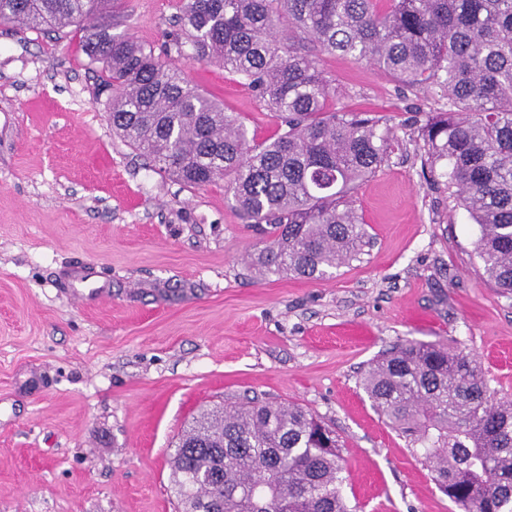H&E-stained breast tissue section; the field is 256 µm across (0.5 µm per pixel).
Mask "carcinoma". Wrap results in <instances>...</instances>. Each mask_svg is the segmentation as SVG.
<instances>
[{
    "label": "carcinoma",
    "instance_id": "cac0c4a2",
    "mask_svg": "<svg viewBox=\"0 0 512 512\" xmlns=\"http://www.w3.org/2000/svg\"><path fill=\"white\" fill-rule=\"evenodd\" d=\"M115 0H0V23L60 32L109 92L112 131L173 181L224 182L265 239L259 277L321 280L370 245L360 186L404 141L369 110L336 107V84L304 43L410 86L442 83L448 109L415 121L423 164L479 228L474 253L512 297V0H184L168 47L112 33ZM240 77L284 131L257 143L187 78L171 51ZM362 386L387 424L424 451L460 512H512V400L460 348L407 341ZM336 431L296 405L250 399L203 411L171 455L182 512H351Z\"/></svg>",
    "mask_w": 512,
    "mask_h": 512
}]
</instances>
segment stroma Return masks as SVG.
Here are the masks:
<instances>
[{"instance_id": "1", "label": "stroma", "mask_w": 512, "mask_h": 512, "mask_svg": "<svg viewBox=\"0 0 512 512\" xmlns=\"http://www.w3.org/2000/svg\"><path fill=\"white\" fill-rule=\"evenodd\" d=\"M183 0H123L112 31L162 46ZM81 31L0 27V512H177L172 446L203 408L292 403L339 433L354 512H459L362 388L406 341L472 353L512 399V299L465 211L422 174L417 114L448 107L342 56L336 104L405 140L357 194L372 238L323 281L260 279L223 183L186 188L113 134ZM255 142L280 122L238 76L174 56Z\"/></svg>"}]
</instances>
